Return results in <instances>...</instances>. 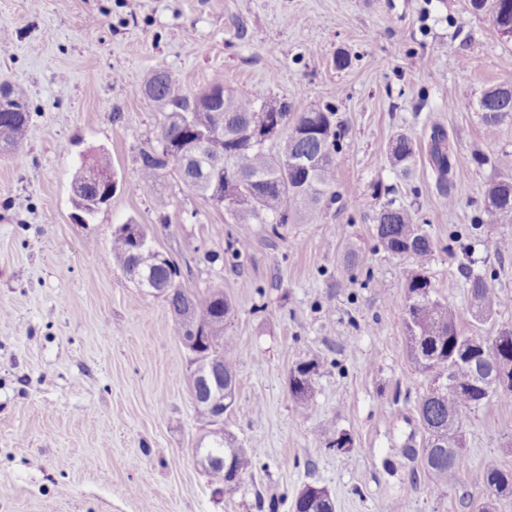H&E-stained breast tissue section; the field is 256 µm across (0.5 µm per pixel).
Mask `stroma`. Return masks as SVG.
Segmentation results:
<instances>
[{
  "label": "stroma",
  "mask_w": 512,
  "mask_h": 512,
  "mask_svg": "<svg viewBox=\"0 0 512 512\" xmlns=\"http://www.w3.org/2000/svg\"><path fill=\"white\" fill-rule=\"evenodd\" d=\"M1 26L12 39L0 84L24 94L32 120L19 152L0 157V512H260L273 496L290 512L307 483L326 487L336 512H473L481 489L433 490L406 452L425 436L416 406L432 379L407 357L412 263L389 256L374 225L390 200L415 213L435 245L431 280L466 335L512 326V223H482L492 171L477 162L512 152V120L490 139L478 109L512 78V41L467 0H0ZM158 68L186 93L220 80L298 112L333 106L344 130L335 203L276 231L232 223L172 170L141 186L139 153L163 116L130 90ZM435 121L459 158L452 207L426 153ZM402 133L419 148L406 178L388 155ZM97 152L118 189L90 216L71 183ZM129 220L148 225L185 288H222L233 306L224 334L240 353L238 393L224 428L255 467L232 493L214 494L194 457L206 427L174 315L112 262V231ZM470 272L504 300L490 322L467 313ZM309 359L320 367L302 417L288 373ZM461 434L465 471L512 469V400L472 410Z\"/></svg>",
  "instance_id": "1"
}]
</instances>
